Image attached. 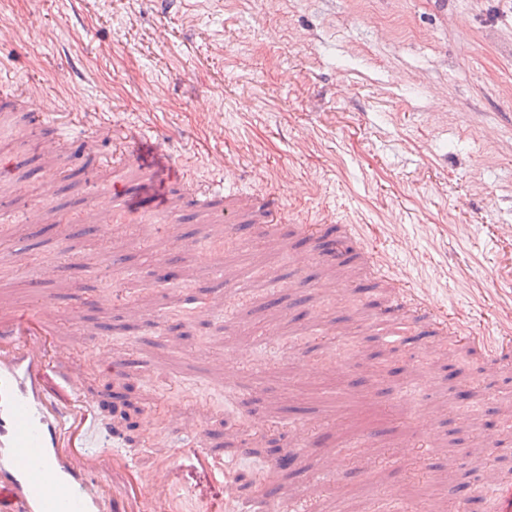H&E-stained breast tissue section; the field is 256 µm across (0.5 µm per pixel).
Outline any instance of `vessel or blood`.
Masks as SVG:
<instances>
[{"label":"vessel or blood","instance_id":"1","mask_svg":"<svg viewBox=\"0 0 512 512\" xmlns=\"http://www.w3.org/2000/svg\"><path fill=\"white\" fill-rule=\"evenodd\" d=\"M125 166L146 187L160 177L157 167L134 150ZM236 178V173L225 172L223 191L190 186L181 197L183 205L215 214L230 240L252 221L232 188ZM116 199L108 189L99 195L101 234L111 230ZM200 271L214 278L204 310L212 319L224 307V281L214 277L211 261H203ZM66 291L75 307H112L111 296H90L72 283ZM410 299L424 315H438L428 288L402 280L392 317L410 319ZM59 316L53 301L40 295L31 303L0 305V512H174L175 495L193 494L189 487L173 485L186 466L216 488L215 494L201 497L198 512H231L235 489L224 474V458L201 421L185 408L171 405L163 434L150 438L162 465L145 468L135 462L117 428L105 426L98 396L86 387L83 373L63 363ZM100 427L106 430V440L89 449L86 434ZM409 434L427 443L440 442L435 405L413 410Z\"/></svg>","mask_w":512,"mask_h":512}]
</instances>
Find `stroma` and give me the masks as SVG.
Listing matches in <instances>:
<instances>
[{"instance_id": "35a3bbf8", "label": "stroma", "mask_w": 512, "mask_h": 512, "mask_svg": "<svg viewBox=\"0 0 512 512\" xmlns=\"http://www.w3.org/2000/svg\"><path fill=\"white\" fill-rule=\"evenodd\" d=\"M289 69V85L279 81ZM54 99L42 121L24 101L32 86ZM85 100L69 116L72 96ZM493 129L494 139L484 136ZM88 138L91 152L75 149L71 163L24 177L21 161L40 156L43 138ZM146 135L175 171L206 185L221 183L215 156L236 168L237 191L278 193V235L287 251L274 253L244 240L229 246L209 217L183 209L178 238L151 212L125 214L110 235L91 224L64 222L89 210L104 188H131L120 166L125 136ZM296 177L310 195L288 192ZM21 183L23 202L0 199V264L26 252H88L124 257L122 271L107 263H64L58 278L88 293L123 294L111 310H76L36 266L7 288L24 302L34 293L57 294L67 356L80 364L88 386L128 391L139 409L125 430L138 460L156 465L152 434L164 431L165 409L179 401L204 411L225 458L237 469L259 471L293 443L292 428L308 424L345 462L346 491L367 512H386L384 487H406L407 512H429L441 494L438 477L451 475L456 501L447 512H500L483 489L482 471L450 468L452 458L482 452L485 464L512 477V367L484 373L487 354L473 348L456 375L433 369L413 350L406 325L387 322L379 309L388 278L402 272L427 285L442 315L470 336H512V0H0V186ZM54 183L53 198L44 186ZM43 205L45 231L20 238L29 207ZM302 224L322 233L357 225L359 241L382 264L370 276L364 258L351 262L348 296L311 289L328 269L296 270ZM222 266L228 297L221 318L203 320L210 280L196 270L200 249ZM305 279L307 288L288 285ZM326 311L319 336L309 310ZM394 352V370L350 366L338 384L298 380L297 357L335 358L343 344ZM245 346L252 360L225 376L224 360ZM132 353L122 376L102 373L98 348ZM413 388L416 404L452 398L470 388V403L444 409L440 453L418 448L402 461L395 447L364 460L341 447L353 430L379 419L381 408L404 415L391 390ZM495 425L503 442L484 447L479 426ZM252 454L235 458L241 442ZM322 462L305 457L281 470L268 496H321L336 512L335 489L312 481Z\"/></svg>"}]
</instances>
